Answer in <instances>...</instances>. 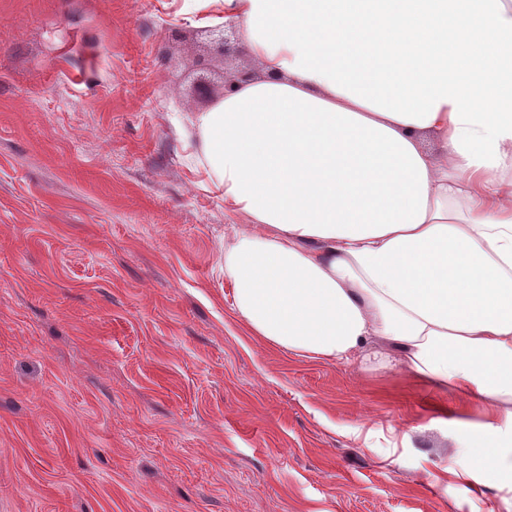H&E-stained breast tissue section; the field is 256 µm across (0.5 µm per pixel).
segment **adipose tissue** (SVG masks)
Segmentation results:
<instances>
[{
	"label": "adipose tissue",
	"mask_w": 512,
	"mask_h": 512,
	"mask_svg": "<svg viewBox=\"0 0 512 512\" xmlns=\"http://www.w3.org/2000/svg\"><path fill=\"white\" fill-rule=\"evenodd\" d=\"M257 79L193 121L233 308L267 346L404 367L512 444V0H212ZM436 139L435 151L422 145Z\"/></svg>",
	"instance_id": "adipose-tissue-1"
}]
</instances>
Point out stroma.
<instances>
[{
  "instance_id": "35a3bbf8",
  "label": "stroma",
  "mask_w": 512,
  "mask_h": 512,
  "mask_svg": "<svg viewBox=\"0 0 512 512\" xmlns=\"http://www.w3.org/2000/svg\"><path fill=\"white\" fill-rule=\"evenodd\" d=\"M185 0H0V512H501L407 371L268 348L201 166ZM448 473L463 482L466 487L476 485H501L503 475L497 467H490L480 473H476L469 459L462 456H454L446 469Z\"/></svg>"
}]
</instances>
